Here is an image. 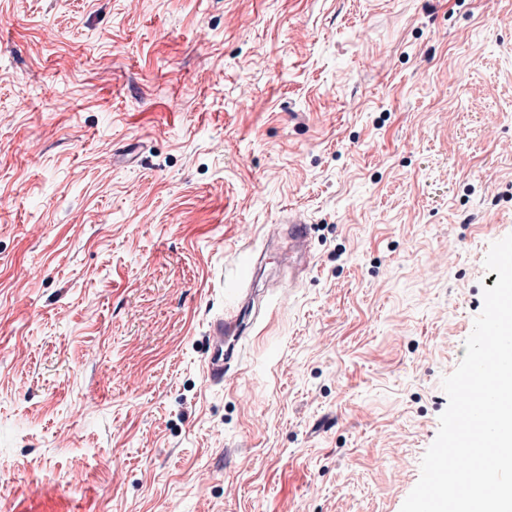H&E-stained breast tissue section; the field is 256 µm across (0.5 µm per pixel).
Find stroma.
<instances>
[{"instance_id": "stroma-1", "label": "stroma", "mask_w": 512, "mask_h": 512, "mask_svg": "<svg viewBox=\"0 0 512 512\" xmlns=\"http://www.w3.org/2000/svg\"><path fill=\"white\" fill-rule=\"evenodd\" d=\"M510 234L512 0H0V512H400ZM288 268L294 264V257L306 259L309 224L301 215L288 219ZM234 280L236 281L232 289L234 302L231 306L225 307L224 318L220 317L214 320L210 328L209 342L211 345L206 373L208 379L213 383L224 380V364L229 363L233 358V353L224 352V342L228 336L239 334L242 327V316L249 309L247 307L249 300L244 299L249 293V290L244 288L247 284V269L242 264H238L236 267Z\"/></svg>"}]
</instances>
